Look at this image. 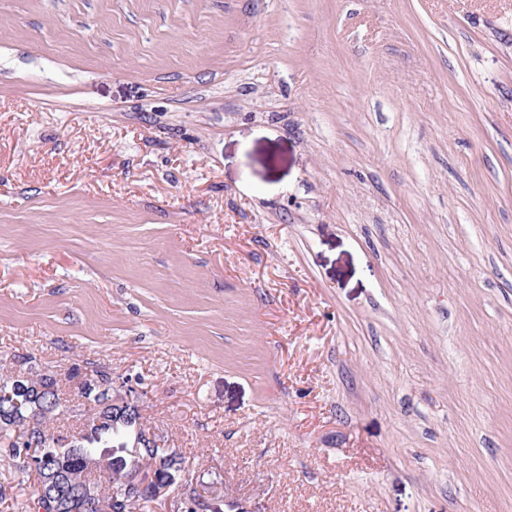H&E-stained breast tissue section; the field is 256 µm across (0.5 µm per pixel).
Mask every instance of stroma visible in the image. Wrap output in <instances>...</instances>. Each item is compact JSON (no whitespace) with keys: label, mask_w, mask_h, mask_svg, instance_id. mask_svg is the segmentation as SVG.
I'll list each match as a JSON object with an SVG mask.
<instances>
[{"label":"stroma","mask_w":512,"mask_h":512,"mask_svg":"<svg viewBox=\"0 0 512 512\" xmlns=\"http://www.w3.org/2000/svg\"><path fill=\"white\" fill-rule=\"evenodd\" d=\"M26 352L224 512H512V0H0Z\"/></svg>","instance_id":"obj_1"}]
</instances>
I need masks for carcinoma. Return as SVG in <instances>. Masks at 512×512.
<instances>
[{"label": "carcinoma", "instance_id": "1", "mask_svg": "<svg viewBox=\"0 0 512 512\" xmlns=\"http://www.w3.org/2000/svg\"><path fill=\"white\" fill-rule=\"evenodd\" d=\"M19 368L37 371L40 365L31 353L14 354L10 358L0 357V415L20 405L38 417L36 426L30 431L24 426L16 430L6 426L0 428V453L17 462L22 470L33 472L29 462L30 451L33 449L40 453L45 465L64 473L81 472L85 462L105 458L106 465L98 472L87 473V478L101 491L102 498L110 500V489L115 486L117 475L153 461H160L162 466H167L165 457L168 449L136 448L137 435L144 420L143 404L127 406L122 421L99 428L91 435L88 433L90 424L100 413L101 406L111 399L107 392L91 383L85 390L76 392L81 402L71 407L67 405V400L60 397L59 381L41 377L38 384L43 389L35 398L27 399L19 394L7 398L3 393L11 389L13 373ZM75 408L81 410L80 416L84 417V422L77 433L67 436L68 443L61 444V433L56 431L55 421L59 415L71 413ZM74 492L75 486L65 477L53 486L42 487L37 482L23 509L25 512H33L36 498L41 494L50 499L72 495ZM153 502L155 498L150 488L136 489L129 493L124 512H142Z\"/></svg>", "mask_w": 512, "mask_h": 512}]
</instances>
